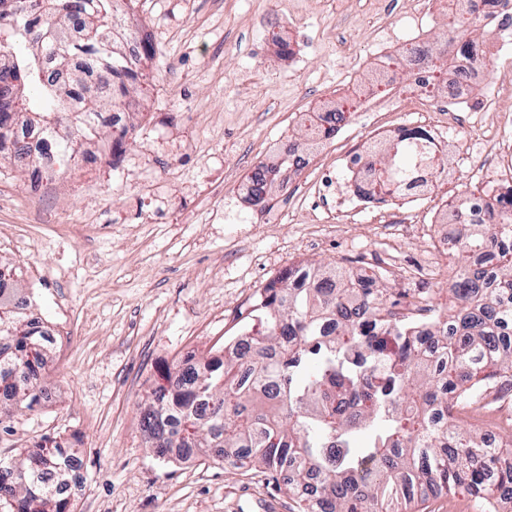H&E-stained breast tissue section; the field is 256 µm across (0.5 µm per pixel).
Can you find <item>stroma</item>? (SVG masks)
<instances>
[{
	"label": "stroma",
	"instance_id": "obj_1",
	"mask_svg": "<svg viewBox=\"0 0 512 512\" xmlns=\"http://www.w3.org/2000/svg\"><path fill=\"white\" fill-rule=\"evenodd\" d=\"M415 0H135L151 34V83L133 113L119 163L67 171L30 198V170L0 156V263L18 272L32 315L52 333L49 400L0 420V458L49 435H78L82 460L72 512H295L282 481L236 473L206 455L169 463L149 448L140 412L159 364L220 353L251 323L260 288L288 265L382 272L394 294L416 281L397 268L430 263L433 218L446 200L486 191L466 155H441L456 174L418 205L415 235L373 212L340 222L315 191L283 196L272 184L269 223L238 200L264 142L288 133L307 148L323 96L367 83L388 23L414 26ZM296 39L291 66L273 36ZM399 108L354 115L313 157L309 181L344 179L340 160L392 124L420 121ZM235 220L225 223V209Z\"/></svg>",
	"mask_w": 512,
	"mask_h": 512
}]
</instances>
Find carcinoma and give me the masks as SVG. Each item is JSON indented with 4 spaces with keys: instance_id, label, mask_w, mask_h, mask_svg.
Returning <instances> with one entry per match:
<instances>
[{
    "instance_id": "carcinoma-1",
    "label": "carcinoma",
    "mask_w": 512,
    "mask_h": 512,
    "mask_svg": "<svg viewBox=\"0 0 512 512\" xmlns=\"http://www.w3.org/2000/svg\"><path fill=\"white\" fill-rule=\"evenodd\" d=\"M134 0H0V137L18 125L41 134L42 153L64 163L101 140L100 112H128L138 72L119 37ZM425 139L412 129L385 143L378 186L398 190ZM14 163H36L24 141ZM464 201L448 252L446 307L408 332L412 308L388 297L381 274L299 264L260 289L242 336L224 358L194 371L175 367L183 386L157 384L141 412L162 459L201 448L233 471L261 468L283 478L299 512H410L426 492L462 489L477 512L512 491V449L487 441L458 416L474 382L512 390V198L499 221L471 224ZM0 268V395L15 408L39 403L49 359L42 326L23 317ZM18 459L0 460V509L60 512L53 488L70 480L77 451L49 437Z\"/></svg>"
}]
</instances>
